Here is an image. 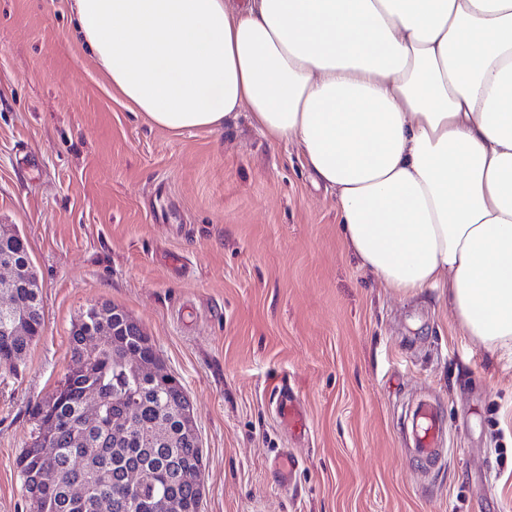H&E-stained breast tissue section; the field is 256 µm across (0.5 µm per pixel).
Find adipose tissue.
<instances>
[{
	"instance_id": "obj_1",
	"label": "adipose tissue",
	"mask_w": 512,
	"mask_h": 512,
	"mask_svg": "<svg viewBox=\"0 0 512 512\" xmlns=\"http://www.w3.org/2000/svg\"><path fill=\"white\" fill-rule=\"evenodd\" d=\"M154 126L297 141L347 251L512 346V0H71Z\"/></svg>"
}]
</instances>
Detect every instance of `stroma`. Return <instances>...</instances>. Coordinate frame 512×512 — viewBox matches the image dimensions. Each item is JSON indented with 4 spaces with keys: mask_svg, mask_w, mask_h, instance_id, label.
Wrapping results in <instances>:
<instances>
[{
    "mask_svg": "<svg viewBox=\"0 0 512 512\" xmlns=\"http://www.w3.org/2000/svg\"><path fill=\"white\" fill-rule=\"evenodd\" d=\"M70 4L0 0V227L25 239L44 307L24 360L0 362V512H27L31 407L72 367L93 303L138 321L187 391L203 512H512V353L361 267L296 143L244 116L175 133L132 110ZM279 378L302 438L273 411ZM421 400L447 424L432 470L409 452ZM284 450L285 486L270 471Z\"/></svg>",
    "mask_w": 512,
    "mask_h": 512,
    "instance_id": "35a3bbf8",
    "label": "stroma"
}]
</instances>
